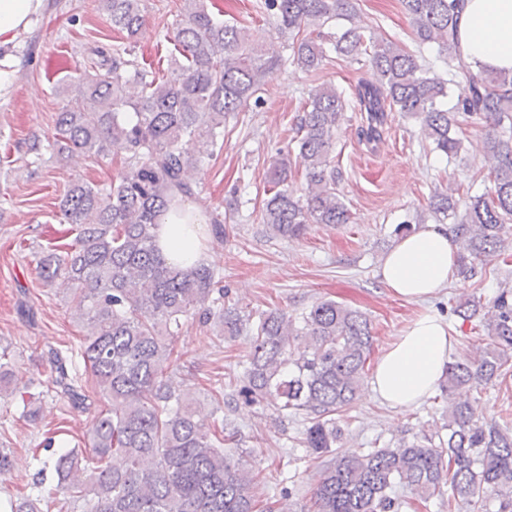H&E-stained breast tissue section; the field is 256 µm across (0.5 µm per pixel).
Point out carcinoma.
Masks as SVG:
<instances>
[{
	"label": "carcinoma",
	"instance_id": "1",
	"mask_svg": "<svg viewBox=\"0 0 512 512\" xmlns=\"http://www.w3.org/2000/svg\"><path fill=\"white\" fill-rule=\"evenodd\" d=\"M112 29L135 38L145 23L142 0H101ZM183 19L173 31L170 76L161 80L126 58L132 45L97 47V60L79 72L75 94L58 112L53 139L35 140L28 152L63 157L79 151L91 160L124 154V170L112 183H74L59 209L75 225V244L50 245L38 258L44 284L71 286L72 318L85 328L79 355L97 391L69 372L68 357L50 361L56 395L79 411H97L89 435L92 456L72 448L60 452L58 484L85 501L86 512H271L280 500L255 494L257 475L233 459L224 443L238 430L227 422L198 418L196 401L173 386L171 343L183 321L218 318L232 332L253 338L235 396L262 404L276 416L304 414L303 444L317 455L331 452L342 437L339 416L353 403L368 375L373 350L370 322L360 311L322 300L295 317L284 310L244 314L224 307L216 272L198 264L181 267L157 247L158 221L178 197L195 192L198 164L224 148V119L257 93L278 59L249 41L247 29L227 24L204 0H184ZM459 0H402L419 43L454 47ZM277 30L291 36L297 65L318 69L327 50L351 58L366 56L373 80L357 97L366 122L358 136L381 140L385 112L421 117L432 149L452 158L462 147L457 116H483L501 132L484 142L493 159L490 189L458 205L453 193H435L433 209L456 219V274L482 276L474 258L504 247L512 233V72L480 69L457 95L453 110L442 108L447 81L418 63L401 46L378 39L353 23V0H265ZM336 18L350 22L326 33ZM343 93L319 87L303 108L296 136L305 167L306 194L288 189V158L268 168L271 196L261 212L273 238L297 237L309 224H346L348 210L336 193L332 153L344 112ZM194 138L199 157L191 160L180 141ZM478 319L491 343L479 354L446 365L439 383L448 419L434 436L402 438L368 452L335 456L318 475L314 512H401L448 488V502L460 512H512V426L475 419L456 390L501 383L512 375V285L504 283L487 310L473 304L453 309ZM118 457L121 464L112 465ZM408 490L402 495L399 490ZM24 497L11 512H41Z\"/></svg>",
	"mask_w": 512,
	"mask_h": 512
}]
</instances>
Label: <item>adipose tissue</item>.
I'll list each match as a JSON object with an SVG mask.
<instances>
[{"label": "adipose tissue", "instance_id": "ef3b65f1", "mask_svg": "<svg viewBox=\"0 0 512 512\" xmlns=\"http://www.w3.org/2000/svg\"><path fill=\"white\" fill-rule=\"evenodd\" d=\"M44 0H0V44L12 42L41 13ZM456 51L475 68L512 71V0H462ZM204 209L193 203L172 206L160 219L157 245L172 263L207 262L201 247ZM456 247L448 233L421 229L400 238L379 270L382 283L398 298L423 301L454 276ZM448 324L421 311L377 360L372 394L404 411L434 392L453 349Z\"/></svg>", "mask_w": 512, "mask_h": 512}]
</instances>
